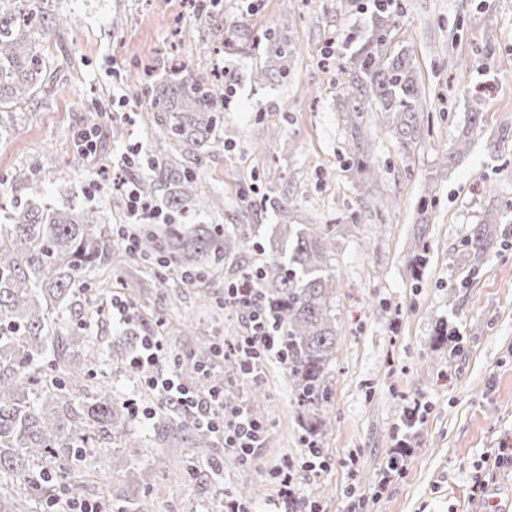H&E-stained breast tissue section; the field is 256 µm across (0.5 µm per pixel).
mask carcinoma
<instances>
[{"label":"carcinoma","mask_w":512,"mask_h":512,"mask_svg":"<svg viewBox=\"0 0 512 512\" xmlns=\"http://www.w3.org/2000/svg\"><path fill=\"white\" fill-rule=\"evenodd\" d=\"M41 0H0V112L18 108L44 90L48 76L33 54L28 35L33 23L55 29L63 17L45 13ZM375 23L370 36L340 71L345 88L342 109L352 128L349 166L370 182L375 177L361 152L360 122L378 112L401 142L417 138L424 125V99L412 54L392 47L395 5L371 0ZM263 66L254 80L288 74L296 54L291 40L266 31ZM224 107L220 89L190 76L176 77L148 90L146 111L162 132L150 147L158 177H143L137 188L152 199L158 188L172 186L165 202L172 209L197 203L196 179L162 162L169 145L192 153L210 146ZM167 249L159 238L137 236L136 260L159 268L174 258L191 264L204 256L263 251L258 287L265 302L269 329L286 358L294 396L305 423V443L319 449L327 423L316 411L328 402L327 370L336 352V225L281 224L278 234L258 245L244 226L212 235L200 227L191 235L171 229ZM112 276V237L92 210L58 208L47 202L18 206L0 215V512H23L27 502L49 499L56 490L78 498L95 474L85 469L90 449L129 435L133 415L128 399L99 382L87 387L92 369L82 357L84 335L76 329L74 287L91 269ZM157 422L167 430L193 434L197 448L209 437L198 430L194 416L177 418L158 410ZM23 481L26 500L16 496L13 479ZM155 486L130 482L112 490L108 507L115 512H152Z\"/></svg>","instance_id":"cac0c4a2"}]
</instances>
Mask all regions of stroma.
Here are the masks:
<instances>
[{
  "instance_id": "35a3bbf8",
  "label": "stroma",
  "mask_w": 512,
  "mask_h": 512,
  "mask_svg": "<svg viewBox=\"0 0 512 512\" xmlns=\"http://www.w3.org/2000/svg\"><path fill=\"white\" fill-rule=\"evenodd\" d=\"M395 44L409 48L433 134L401 144L378 115L365 113L364 149L376 180L361 187L349 167L351 130L337 109L338 69L368 35V0H47L51 13L73 24L34 31L31 49L50 76L45 91L0 114V204L49 199L92 209L104 223L126 221L112 204V161L128 144L149 148L161 128L144 121L152 80L188 64L195 78L219 72L235 91L222 110L215 145L200 155L175 151L173 161L198 177L218 204L203 210L167 208L141 226L164 233L202 224L216 232L246 224L268 237L276 225L334 224L336 356L328 379L331 426L321 441L323 467L305 464L302 426L292 383L277 362L266 363L258 388L224 380L267 424L262 448L240 464L223 445L200 450L155 420L134 424L143 441L138 461L165 476L154 512H226L247 487L246 512H268L278 496L273 471L294 466L302 501L319 512H512V464L497 459L512 442V0H396ZM274 29L299 50L287 80L257 83L259 53L239 45ZM481 120L470 125L471 110ZM92 133L96 148L80 168L77 142ZM467 133L471 147L441 172L445 146ZM263 143V152L253 149ZM436 176L429 224L418 207L428 176ZM273 194L274 202L257 200ZM496 223L486 224L487 214ZM484 230L481 248L467 242ZM427 253L419 277L409 262L418 241ZM259 253L210 254L202 279L183 283L177 270L127 260L112 252L113 293L133 315L121 321L98 312L100 277L89 272L78 303L87 326L91 365L116 394L156 403L130 364L141 339L160 322L180 323L163 336L168 362L180 364L186 385H197L200 345L218 346L211 370L236 343L246 317L224 305V285L261 262ZM448 341L435 340L437 324ZM123 348L128 360L108 354ZM178 457L196 462L193 474L173 471ZM488 496H470L474 481Z\"/></svg>"
}]
</instances>
